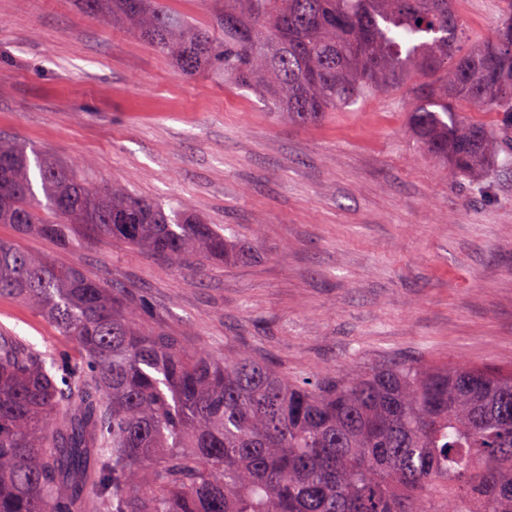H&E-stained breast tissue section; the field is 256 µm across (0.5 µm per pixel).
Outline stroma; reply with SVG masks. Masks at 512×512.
Returning <instances> with one entry per match:
<instances>
[{"instance_id":"35a3bbf8","label":"stroma","mask_w":512,"mask_h":512,"mask_svg":"<svg viewBox=\"0 0 512 512\" xmlns=\"http://www.w3.org/2000/svg\"><path fill=\"white\" fill-rule=\"evenodd\" d=\"M468 45L501 0H454ZM402 93L309 123L128 37L79 0H0V136L162 204L190 202L249 254L167 266L145 251L0 239L117 284L152 326L291 378L350 365L512 368V166L452 175L407 127ZM0 327L56 356L70 342L0 298Z\"/></svg>"}]
</instances>
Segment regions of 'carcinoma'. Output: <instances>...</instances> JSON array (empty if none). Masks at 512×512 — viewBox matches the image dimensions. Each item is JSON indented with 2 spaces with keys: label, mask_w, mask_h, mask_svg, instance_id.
<instances>
[{
  "label": "carcinoma",
  "mask_w": 512,
  "mask_h": 512,
  "mask_svg": "<svg viewBox=\"0 0 512 512\" xmlns=\"http://www.w3.org/2000/svg\"><path fill=\"white\" fill-rule=\"evenodd\" d=\"M298 122L371 92L412 96L413 135L448 170L512 153V0L468 49L454 0H212L198 28L164 0H80ZM0 224L75 247L120 241L179 268L240 248L186 202L98 185L0 137ZM77 351L0 331V512H512V371L391 363L290 379L150 327L143 304L0 240V298Z\"/></svg>",
  "instance_id": "carcinoma-1"
}]
</instances>
